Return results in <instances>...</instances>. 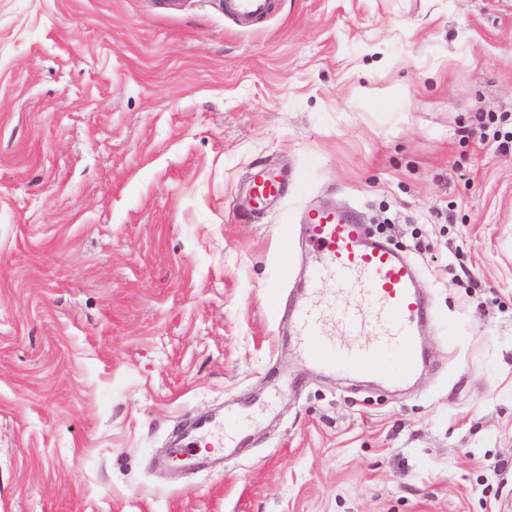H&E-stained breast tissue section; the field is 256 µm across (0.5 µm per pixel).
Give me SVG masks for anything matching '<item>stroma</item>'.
I'll list each match as a JSON object with an SVG mask.
<instances>
[{
  "label": "stroma",
  "instance_id": "stroma-1",
  "mask_svg": "<svg viewBox=\"0 0 512 512\" xmlns=\"http://www.w3.org/2000/svg\"><path fill=\"white\" fill-rule=\"evenodd\" d=\"M274 4L0 0V512H512V0ZM320 203L418 271L403 390L297 354ZM226 13L236 18L250 20L262 18L271 11V0H228ZM286 181L266 169L254 172L248 189L249 204L254 212L261 213L284 195ZM242 420L240 413H229L224 417V423L217 430L215 424L200 420L196 422L190 432L189 440L186 448H176L181 455H189L196 451L201 444H205L206 448L219 449L223 448L224 438L220 435V431L225 434H238Z\"/></svg>",
  "mask_w": 512,
  "mask_h": 512
}]
</instances>
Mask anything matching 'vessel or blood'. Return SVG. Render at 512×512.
I'll return each instance as SVG.
<instances>
[{
	"mask_svg": "<svg viewBox=\"0 0 512 512\" xmlns=\"http://www.w3.org/2000/svg\"><path fill=\"white\" fill-rule=\"evenodd\" d=\"M271 5V0H227L226 11L250 20L268 15ZM285 190L282 177L256 170L248 189L249 204L254 212H263ZM301 233L319 254L308 277L309 298L295 317L303 358L343 376L368 377L379 370L390 384H405L418 369L417 336L426 312L412 264L348 212L315 211ZM343 291L357 294L363 308L344 305L339 298ZM351 336L358 337V344H348ZM241 424L236 413L225 415L218 428L208 421L196 422L187 453L202 446L222 448L225 435L238 433Z\"/></svg>",
	"mask_w": 512,
	"mask_h": 512,
	"instance_id": "obj_1",
	"label": "vessel or blood"
}]
</instances>
